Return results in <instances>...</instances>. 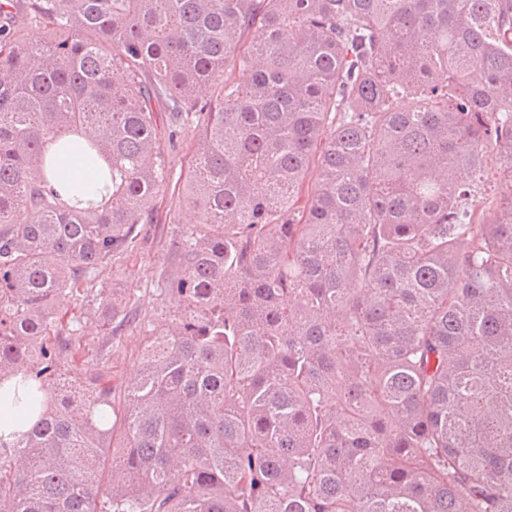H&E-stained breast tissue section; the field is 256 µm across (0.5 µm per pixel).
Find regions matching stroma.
<instances>
[{
	"label": "stroma",
	"mask_w": 512,
	"mask_h": 512,
	"mask_svg": "<svg viewBox=\"0 0 512 512\" xmlns=\"http://www.w3.org/2000/svg\"><path fill=\"white\" fill-rule=\"evenodd\" d=\"M154 222L138 225L136 237L128 250L110 266L103 269L99 283L112 284L122 289L129 307L140 315L143 324L153 328L170 325L175 305L170 297L161 293L164 277L178 266L169 248L171 239L196 224L192 210L180 204L175 186L160 190L155 200ZM96 298L67 297L60 310L64 321H77L75 341L79 350L63 372L73 385L87 383L96 371L95 360L99 351L109 353L104 369L112 383L113 395H122L131 385L140 368V350L146 341L141 326L112 323L102 325Z\"/></svg>",
	"instance_id": "obj_1"
}]
</instances>
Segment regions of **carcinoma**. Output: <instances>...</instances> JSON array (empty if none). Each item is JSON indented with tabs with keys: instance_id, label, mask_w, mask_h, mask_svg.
Segmentation results:
<instances>
[{
	"instance_id": "obj_1",
	"label": "carcinoma",
	"mask_w": 512,
	"mask_h": 512,
	"mask_svg": "<svg viewBox=\"0 0 512 512\" xmlns=\"http://www.w3.org/2000/svg\"><path fill=\"white\" fill-rule=\"evenodd\" d=\"M0 2V437L13 512H512V0ZM29 26L45 29L32 42ZM250 79L226 76L234 62ZM216 96L200 98L208 85ZM67 134L111 164L68 206ZM191 136L178 237L120 400L78 392L94 287ZM496 159L478 212L462 170ZM315 181L302 197L309 174ZM103 325L136 320L100 288ZM62 141L49 145L47 156L51 159V166L46 170L34 172L36 179L44 177L60 192L62 198L73 204L76 195L82 201L80 207L94 205L99 197L95 191L94 183H86L81 179L80 169L84 165L68 147L61 145ZM474 183L477 190L474 204L478 206V210L492 208L499 197L501 187L494 163H490L485 169L481 180ZM16 379H13L5 384V388L3 389V401H2V389H1V408L2 403L5 405H10L13 397V389ZM1 408H0V432L7 435L13 431H25L29 429L37 420V414H28L22 417L21 420L12 421L5 420L3 421L1 418Z\"/></svg>"
}]
</instances>
